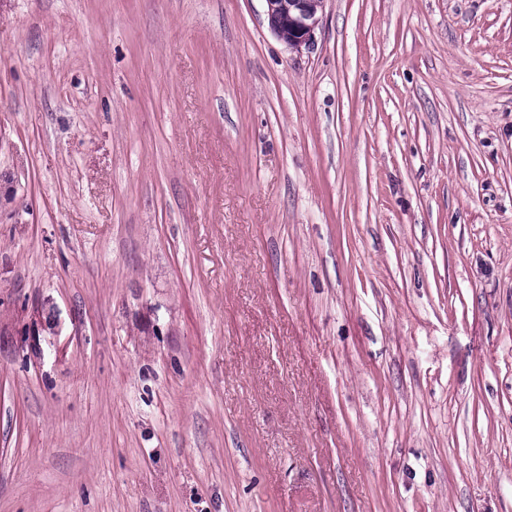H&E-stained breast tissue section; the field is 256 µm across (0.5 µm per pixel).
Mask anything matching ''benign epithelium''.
<instances>
[{"label":"benign epithelium","instance_id":"obj_1","mask_svg":"<svg viewBox=\"0 0 512 512\" xmlns=\"http://www.w3.org/2000/svg\"><path fill=\"white\" fill-rule=\"evenodd\" d=\"M271 32L286 45L299 49L310 44L319 24L324 0H265Z\"/></svg>","mask_w":512,"mask_h":512}]
</instances>
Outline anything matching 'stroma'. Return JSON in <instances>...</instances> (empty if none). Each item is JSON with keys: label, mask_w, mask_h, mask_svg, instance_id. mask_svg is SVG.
Masks as SVG:
<instances>
[{"label": "stroma", "mask_w": 512, "mask_h": 512, "mask_svg": "<svg viewBox=\"0 0 512 512\" xmlns=\"http://www.w3.org/2000/svg\"><path fill=\"white\" fill-rule=\"evenodd\" d=\"M0 512H512V0H0ZM271 32L289 47L309 45L319 24L324 0H264Z\"/></svg>", "instance_id": "obj_1"}]
</instances>
